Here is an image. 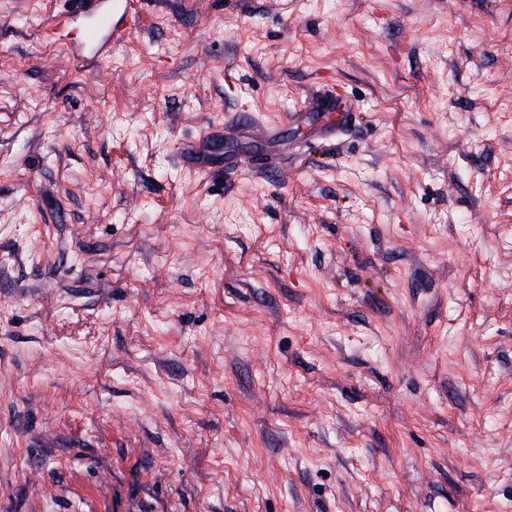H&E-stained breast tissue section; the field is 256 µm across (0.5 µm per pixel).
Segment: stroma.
Here are the masks:
<instances>
[{
    "mask_svg": "<svg viewBox=\"0 0 512 512\" xmlns=\"http://www.w3.org/2000/svg\"><path fill=\"white\" fill-rule=\"evenodd\" d=\"M54 14L0 0V512H512V0ZM122 13L127 18L129 26L114 24L108 14H99L95 25L89 28V36L84 41L88 46L102 49L107 44L111 46L122 43L126 37L127 29L135 24L139 9L144 3L142 0H122ZM352 108L348 100L331 92H323L313 97L307 104L304 112H294L287 122H274L269 124H257L253 122L251 133L254 137L268 139L281 133V128L288 124H303L312 114L313 122L319 120L316 125V133L320 136H329L336 132V128L347 125L352 120ZM324 120L326 122H324Z\"/></svg>",
    "mask_w": 512,
    "mask_h": 512,
    "instance_id": "1",
    "label": "stroma"
}]
</instances>
